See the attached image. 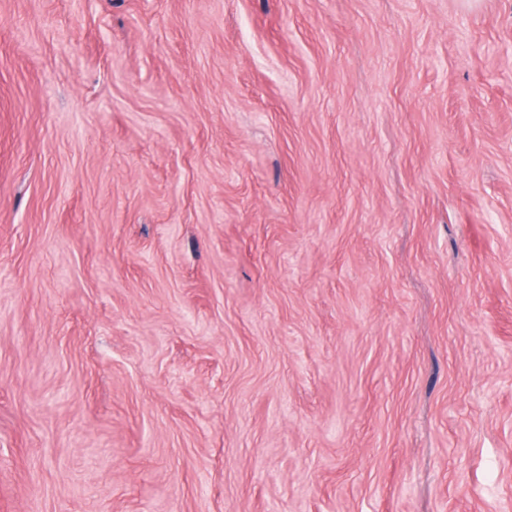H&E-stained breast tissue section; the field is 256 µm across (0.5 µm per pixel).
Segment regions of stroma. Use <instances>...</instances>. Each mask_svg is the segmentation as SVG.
<instances>
[{
	"label": "stroma",
	"instance_id": "35a3bbf8",
	"mask_svg": "<svg viewBox=\"0 0 512 512\" xmlns=\"http://www.w3.org/2000/svg\"><path fill=\"white\" fill-rule=\"evenodd\" d=\"M0 512H512V0H0Z\"/></svg>",
	"mask_w": 512,
	"mask_h": 512
}]
</instances>
